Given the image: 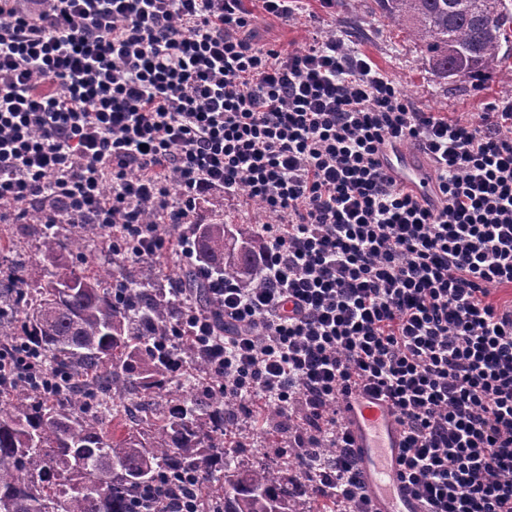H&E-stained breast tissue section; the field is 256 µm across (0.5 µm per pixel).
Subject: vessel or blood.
<instances>
[{
    "label": "vessel or blood",
    "instance_id": "obj_1",
    "mask_svg": "<svg viewBox=\"0 0 512 512\" xmlns=\"http://www.w3.org/2000/svg\"><path fill=\"white\" fill-rule=\"evenodd\" d=\"M382 170L396 182L427 197L434 190L432 172L420 154L388 144L380 153ZM356 464L371 498L373 512H424L423 504L398 475L396 459L402 437L388 402L376 399L351 401L346 414Z\"/></svg>",
    "mask_w": 512,
    "mask_h": 512
}]
</instances>
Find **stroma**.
<instances>
[{"mask_svg": "<svg viewBox=\"0 0 512 512\" xmlns=\"http://www.w3.org/2000/svg\"><path fill=\"white\" fill-rule=\"evenodd\" d=\"M246 5L257 13L255 31L259 41L288 50L305 48L317 33L316 28L305 24V16L335 24L338 35L386 72L409 101L423 110L468 120L505 91L496 75L477 83L447 82L431 76L420 49L381 15L374 0H336L332 10L326 9L322 0H304V17L300 20L265 16L259 13L257 0H246ZM224 431L227 439L238 447L240 464L270 460L287 469L289 477L304 481L302 470L289 457L287 449L277 445L278 440L288 435L287 423L259 415L252 417L243 410Z\"/></svg>", "mask_w": 512, "mask_h": 512, "instance_id": "35a3bbf8", "label": "stroma"}]
</instances>
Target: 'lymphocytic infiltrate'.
<instances>
[{
    "instance_id": "f902f5d3",
    "label": "lymphocytic infiltrate",
    "mask_w": 512,
    "mask_h": 512,
    "mask_svg": "<svg viewBox=\"0 0 512 512\" xmlns=\"http://www.w3.org/2000/svg\"><path fill=\"white\" fill-rule=\"evenodd\" d=\"M391 141L434 201L381 170ZM48 190L145 257L192 258L207 195L260 206L261 287L208 279L178 327L225 397L303 411L335 448L308 485L346 512L370 509L344 408L374 393L427 512H512V91L421 110L335 32L258 43L244 0H0V201Z\"/></svg>"
}]
</instances>
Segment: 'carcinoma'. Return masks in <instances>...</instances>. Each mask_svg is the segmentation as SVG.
I'll return each instance as SVG.
<instances>
[{
	"label": "carcinoma",
	"instance_id": "cac0c4a2",
	"mask_svg": "<svg viewBox=\"0 0 512 512\" xmlns=\"http://www.w3.org/2000/svg\"><path fill=\"white\" fill-rule=\"evenodd\" d=\"M384 17L403 27L442 79L493 74L512 51V0H375ZM20 223L43 225V261L30 267L0 252V348L8 345L36 375L52 374L50 387L11 386L0 405V512H139L151 486L180 498L189 478L220 500L221 512H312L305 484L257 461L242 468L224 445V416L232 401L206 390L164 403L144 396L171 379L170 357L153 344L176 331L184 315L178 286L162 287L151 262L131 255L125 238L110 240V268L93 271L76 259L98 245L90 215L70 212L48 190L31 201ZM198 258L215 277L258 288L256 264L265 243L257 231L240 236L224 215L196 224ZM139 270L125 273L128 264ZM123 276L113 291L107 279ZM177 277L212 306L192 268ZM107 395L112 412L138 404L142 428L121 436L83 412L78 378Z\"/></svg>",
	"mask_w": 512,
	"mask_h": 512
}]
</instances>
